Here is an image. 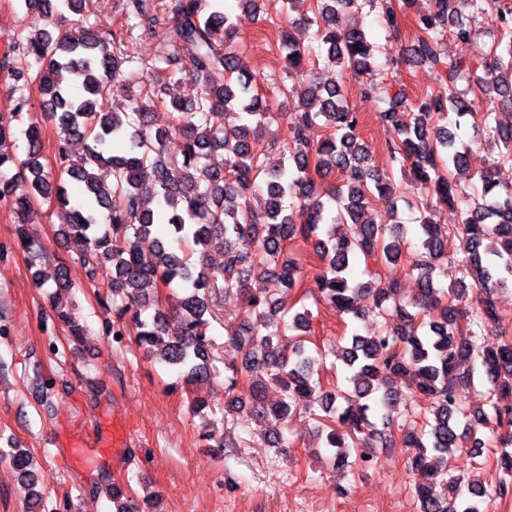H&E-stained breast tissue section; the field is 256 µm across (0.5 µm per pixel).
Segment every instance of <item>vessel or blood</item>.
Wrapping results in <instances>:
<instances>
[{"label": "vessel or blood", "instance_id": "obj_1", "mask_svg": "<svg viewBox=\"0 0 512 512\" xmlns=\"http://www.w3.org/2000/svg\"><path fill=\"white\" fill-rule=\"evenodd\" d=\"M59 445L80 456L86 466L90 467L104 448L111 450L113 463L124 464L131 457L132 442L123 423L115 420L109 423L101 421L69 431Z\"/></svg>", "mask_w": 512, "mask_h": 512}]
</instances>
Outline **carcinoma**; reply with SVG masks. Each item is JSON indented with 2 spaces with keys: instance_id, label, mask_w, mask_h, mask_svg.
Returning a JSON list of instances; mask_svg holds the SVG:
<instances>
[{
  "instance_id": "obj_1",
  "label": "carcinoma",
  "mask_w": 512,
  "mask_h": 512,
  "mask_svg": "<svg viewBox=\"0 0 512 512\" xmlns=\"http://www.w3.org/2000/svg\"><path fill=\"white\" fill-rule=\"evenodd\" d=\"M417 14L418 35L410 57L435 69L447 92L427 94L408 103L402 85L366 86L380 122L392 129L385 148L392 168L413 174L416 198L397 193L394 173H381L371 165V149L359 134L360 113L348 102L343 86L309 83L293 110L272 111L288 100L286 78H304L313 60L356 76L369 73L374 45L360 27L336 26L348 9L380 10L388 25L396 22L391 0H311L304 23L315 27L313 45L297 43L283 34L278 46L286 77H271L259 89L257 75L248 69L241 47L234 41L236 25L222 0H178L174 22L165 27L172 53L166 64L174 73H188L201 87L198 98L165 101L146 96L130 110L111 109L97 98L104 80L125 77L126 49L120 44L124 30L91 26L81 40L71 41L44 28L21 38L11 49L20 64L12 69L17 81L38 83L44 116L56 134V170L40 161L43 124L29 122L24 130L25 157L0 153V200H10L18 212L38 198L52 205L68 228L72 247L90 280L112 276V311L117 320L112 335L126 337L148 356L180 370L187 384L210 377L212 342L207 335L211 314L209 296L218 287L246 296L255 319L227 331L225 345L241 354V365L228 367L231 376L224 393L228 409L248 404L260 418L272 422L276 432L286 427L290 412L312 407L317 396L321 413L318 430L325 433L329 460L336 469L348 466L342 430L364 434L385 446L400 442L411 451L419 512H479L478 502L488 496L484 483L448 477L447 457L467 444L484 447L475 427L489 428L512 445V337L500 336L489 345L485 333L499 327L501 316L493 296L512 288V192L497 191L492 170L479 174L481 201L465 199L466 191L453 171L467 166V143L462 125L472 120L481 128L487 151L502 162H512V125L502 124L496 109L512 111V8L497 10L496 36L485 62L487 77L469 66L450 62L442 49L447 33L468 42L471 28L463 11L482 12L480 0H429ZM50 15L68 11L82 14L87 0H25ZM133 17L152 26L165 23L168 4L157 0H130ZM188 51L189 64L180 62ZM36 72H30L31 64ZM491 104L477 115L476 93ZM161 104L172 114L171 130L183 136L181 158L164 152L166 131L149 132L150 110ZM27 101L10 117H0V142L15 134ZM285 116L292 134L288 164L267 165L251 137V122L269 124ZM325 120L332 133L318 144L306 137L307 126ZM73 139L89 141L85 154L74 157L67 145ZM112 167V182L101 181L97 169ZM16 167L23 182L5 176ZM334 173L338 182L323 178ZM79 193L80 203L73 202ZM263 196L264 209L251 208L250 197ZM384 200L398 210V202L421 216L415 231L420 248L409 254L402 248L406 225L379 224L373 217L374 201ZM463 205L456 233L466 236L468 256L462 260L463 278L448 289V296L467 290L466 279L484 294L469 316L471 329H457L458 310L441 297L437 287L439 262L445 257L448 228L431 223L424 211L430 201ZM339 210L338 224H324L326 204ZM167 212L168 233L157 234L155 209ZM315 241L321 268L313 280L304 279L297 262L286 257L297 240ZM224 253L217 271L204 267L209 249ZM388 263L406 261L416 272L420 288L406 303L393 283L357 277L358 256ZM285 288L314 290L340 314L354 320L368 315L382 319L376 333L353 332L341 358L350 370L348 389H323L311 380L321 353L307 348L310 312L292 318L278 315L262 282L270 277ZM40 286L69 287L67 267L36 276ZM184 293L180 328L169 333L164 315L155 310L144 316L147 301H157L162 288ZM262 369L281 386L282 400L265 403V383L252 380L247 391L237 388L239 376ZM480 379L489 385L492 412L468 409L459 393ZM412 380L430 399V418L420 425L402 427L398 437L391 428L406 410ZM13 467L26 474L30 456L21 448L9 451ZM507 478L493 495L512 493V453L500 454Z\"/></svg>"
}]
</instances>
